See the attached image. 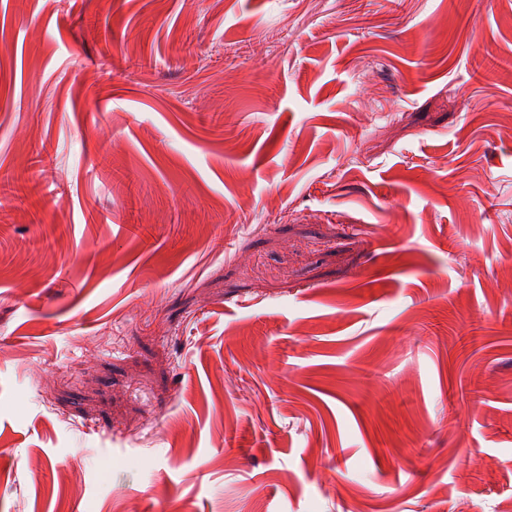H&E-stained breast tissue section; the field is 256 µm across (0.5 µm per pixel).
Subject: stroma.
Wrapping results in <instances>:
<instances>
[{"instance_id": "stroma-1", "label": "stroma", "mask_w": 512, "mask_h": 512, "mask_svg": "<svg viewBox=\"0 0 512 512\" xmlns=\"http://www.w3.org/2000/svg\"><path fill=\"white\" fill-rule=\"evenodd\" d=\"M511 505L512 0H0V512Z\"/></svg>"}]
</instances>
